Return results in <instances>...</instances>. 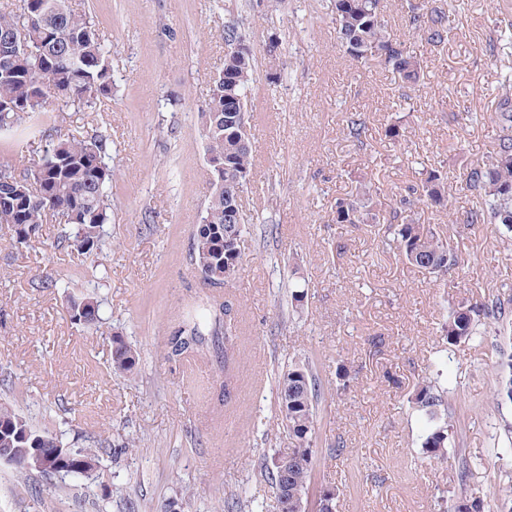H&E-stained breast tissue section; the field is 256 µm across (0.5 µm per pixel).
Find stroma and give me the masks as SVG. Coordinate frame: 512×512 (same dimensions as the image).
<instances>
[{"label":"stroma","mask_w":512,"mask_h":512,"mask_svg":"<svg viewBox=\"0 0 512 512\" xmlns=\"http://www.w3.org/2000/svg\"><path fill=\"white\" fill-rule=\"evenodd\" d=\"M388 29L427 65L400 89L378 62L341 51L328 0H287L260 18L245 0H70L103 34L112 60L109 109L53 105L0 131V166H34L58 134L102 133L112 222L89 259L43 224L29 242L0 229V403L70 448H94L93 477L21 473L0 463V512H277L262 470L288 445L277 430L274 373L312 359L321 381L311 491L337 487L335 512H442L447 500L483 496L501 512L512 486V405L494 386L512 357V333L484 330L448 344L440 326L459 301L512 296V234L467 224L470 166L493 147V118L512 58L485 50L492 0H425L448 11L447 43L413 34L406 0H385ZM240 11L255 55L272 32L286 39L282 79L257 77L250 103L256 165L245 189L244 264L232 286L203 284L190 262L209 195L201 113L224 64L227 9ZM361 112L368 150L345 141L346 113ZM401 123L405 138L384 136ZM440 169L450 213L425 221L452 230L464 260L440 275L405 265L373 224H339L335 202L365 173L384 206ZM303 291L292 305V290ZM231 302L239 327L232 400L218 407L215 361L169 360L166 339L202 301ZM102 304V320L74 323L68 298ZM122 335L140 372H113ZM349 378L339 381L338 366ZM439 390L453 425L444 460L421 449L426 423L410 398L421 381Z\"/></svg>","instance_id":"obj_1"}]
</instances>
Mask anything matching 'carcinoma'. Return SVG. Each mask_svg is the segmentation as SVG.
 <instances>
[{
	"mask_svg": "<svg viewBox=\"0 0 512 512\" xmlns=\"http://www.w3.org/2000/svg\"><path fill=\"white\" fill-rule=\"evenodd\" d=\"M19 11L0 3V130H9L47 108L55 101L77 103L89 108L112 102V63L93 19L75 12L69 0H18ZM336 16V33L347 57L360 64L377 61L397 75L408 87L424 79L422 56L403 41L391 36L385 19L384 0H329ZM488 50L492 53L512 46V20L496 9ZM409 23L414 32L430 44L448 40L449 15L443 9H427L409 3ZM28 31V49L15 47L18 26ZM248 42L243 22L233 15L224 22L225 75H213L207 102L206 152L225 158L224 187L210 185L204 223L196 225L191 262L204 284L228 287L243 265L245 210L242 193L253 168L249 138L251 112L250 85L253 83L254 55L238 44ZM284 42L280 34H270L265 49L266 78L275 82L283 66ZM495 141L485 160L467 171L466 187L476 197L467 223L498 224L512 232V94L503 93L495 109ZM365 121L358 112H348L344 135L364 146ZM109 136L80 132L57 137L35 168L17 177L9 167H0V227L13 232L20 244L38 234L51 213L70 218L64 237L77 252L91 256L102 247L104 226L112 223L107 190L112 167L106 163ZM419 205L448 210V177L438 169L424 173L419 183L408 187L392 213L378 201V188L361 181L356 192L336 199L338 224H386L388 245L405 262L429 274H438L461 264L462 258L431 224L420 221ZM217 311L212 334L205 325L191 322L178 327L167 338L168 358L179 361L192 355L207 356L210 348L224 344L225 381L220 401L229 403L227 386L239 354L237 324L223 320L228 304L210 302ZM512 326V296L489 295L480 303L461 302L442 324L448 343L469 341L479 335V326ZM140 357L121 335L112 336L110 364L128 377L138 374ZM278 424L286 428L290 444L274 451L264 475L277 504L293 498L295 492H309L316 449L313 434L320 383L308 360L290 362L277 370ZM496 399L512 402V363L499 375ZM414 407L424 415L429 427L421 448L429 459H440L448 447L450 424L439 413L441 396L429 382L418 385L412 396ZM0 447L15 456L14 468L25 471L23 457L28 448H62V438L34 430L13 410L0 405ZM288 464H283V458ZM336 488H320L312 498H304L311 512H333ZM448 512H488L481 496L451 501Z\"/></svg>",
	"mask_w": 512,
	"mask_h": 512,
	"instance_id": "cac0c4a2",
	"label": "carcinoma"
}]
</instances>
